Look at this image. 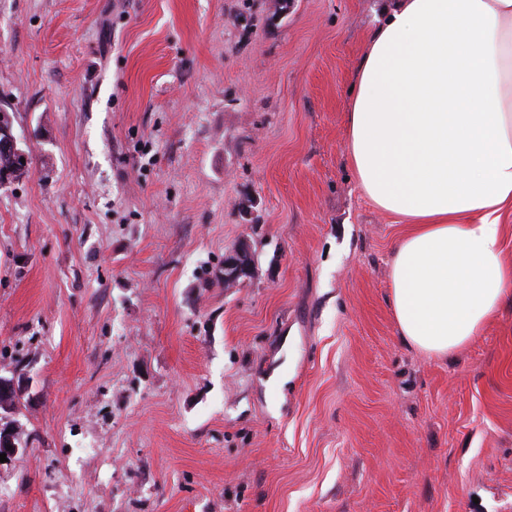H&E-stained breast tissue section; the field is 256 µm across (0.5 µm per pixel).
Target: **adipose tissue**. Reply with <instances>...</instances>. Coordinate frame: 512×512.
I'll return each mask as SVG.
<instances>
[{"label":"adipose tissue","instance_id":"ef3b65f1","mask_svg":"<svg viewBox=\"0 0 512 512\" xmlns=\"http://www.w3.org/2000/svg\"><path fill=\"white\" fill-rule=\"evenodd\" d=\"M368 40L346 152L362 193L406 226L398 332L442 357L512 304V0H386Z\"/></svg>","mask_w":512,"mask_h":512}]
</instances>
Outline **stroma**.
I'll list each match as a JSON object with an SVG mask.
<instances>
[{
    "label": "stroma",
    "mask_w": 512,
    "mask_h": 512,
    "mask_svg": "<svg viewBox=\"0 0 512 512\" xmlns=\"http://www.w3.org/2000/svg\"><path fill=\"white\" fill-rule=\"evenodd\" d=\"M381 8L0 0V512H512V305L406 343L347 158ZM21 146L22 142L15 134L13 126H0V152L2 154L10 155L19 162H21V158H24L26 163L27 154ZM253 256L250 249L243 245L224 260V279L230 283L244 282L251 274Z\"/></svg>",
    "instance_id": "stroma-1"
}]
</instances>
